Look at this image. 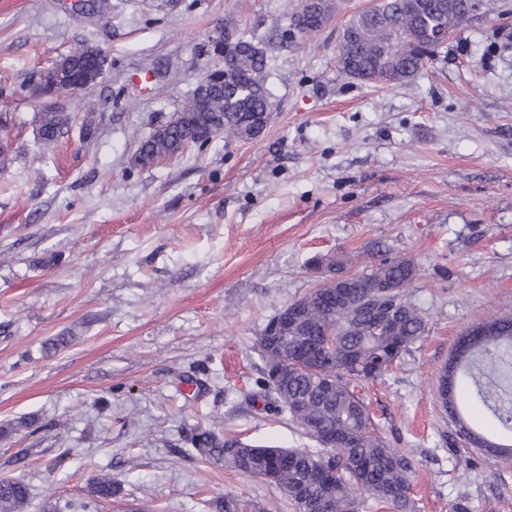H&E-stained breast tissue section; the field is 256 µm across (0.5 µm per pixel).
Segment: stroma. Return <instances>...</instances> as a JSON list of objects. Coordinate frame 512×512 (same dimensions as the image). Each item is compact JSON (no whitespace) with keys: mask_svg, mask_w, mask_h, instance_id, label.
<instances>
[{"mask_svg":"<svg viewBox=\"0 0 512 512\" xmlns=\"http://www.w3.org/2000/svg\"><path fill=\"white\" fill-rule=\"evenodd\" d=\"M0 0V480L29 512H216L235 497L296 512L262 480L205 461L199 425L280 448L315 442L245 401L262 379L267 321L340 261L409 257L427 331L364 385L376 429L413 461L415 512H512V456L467 446V426L511 445L472 385L439 398L460 336L512 317V0L477 11L425 70L362 84L336 69V0L319 31L285 37L296 0ZM233 22L265 41L273 110L255 138L142 168L139 141L169 120ZM80 41L105 77L64 100L57 141L36 134L37 69ZM66 347L54 350L57 337ZM117 491L93 502L92 479Z\"/></svg>","mask_w":512,"mask_h":512,"instance_id":"1","label":"stroma"}]
</instances>
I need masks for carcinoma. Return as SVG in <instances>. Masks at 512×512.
<instances>
[{
  "label": "carcinoma",
  "instance_id": "1",
  "mask_svg": "<svg viewBox=\"0 0 512 512\" xmlns=\"http://www.w3.org/2000/svg\"><path fill=\"white\" fill-rule=\"evenodd\" d=\"M480 0H378L353 14L336 51V68L361 82H402L422 72L441 44L431 39L437 28L454 32ZM333 10L331 0H301L288 32L302 37L319 30ZM233 42L215 37L213 52L225 50L224 80L211 81L201 96L188 97L174 124L142 139L134 164L152 167L189 148L205 149L218 138H253L266 126L272 94L266 86L267 54L251 34L224 27ZM101 51L80 43L66 54L72 72L95 85ZM69 123L65 112L39 113L38 125L48 143ZM417 277L413 260L384 258L368 271L345 279L341 291L315 288L293 300L288 345L265 344L276 318H270L256 350L264 363L260 390L250 396L286 414L305 434L336 436L333 448H276L224 439L197 427L190 442L198 454L227 469L261 478L292 499L299 512L320 500L330 512H362L360 494L387 503L396 512H414L411 497L414 464L377 434L363 395L357 388L389 372L427 327L423 310L408 298ZM488 333L456 369L475 385V397L499 425L512 433V318L484 322ZM336 335V356L324 367L317 357L325 336ZM116 492L110 477L92 482L90 495L102 501ZM28 485L0 480V512H26Z\"/></svg>",
  "mask_w": 512,
  "mask_h": 512
}]
</instances>
